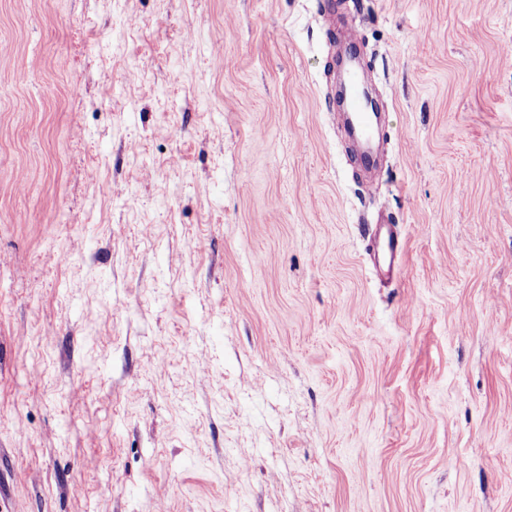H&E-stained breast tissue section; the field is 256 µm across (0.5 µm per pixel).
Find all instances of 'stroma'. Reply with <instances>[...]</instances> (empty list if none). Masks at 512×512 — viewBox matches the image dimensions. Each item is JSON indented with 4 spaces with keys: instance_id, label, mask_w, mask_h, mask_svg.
Returning a JSON list of instances; mask_svg holds the SVG:
<instances>
[{
    "instance_id": "35a3bbf8",
    "label": "stroma",
    "mask_w": 512,
    "mask_h": 512,
    "mask_svg": "<svg viewBox=\"0 0 512 512\" xmlns=\"http://www.w3.org/2000/svg\"><path fill=\"white\" fill-rule=\"evenodd\" d=\"M321 2L0 0V512H512V0ZM341 74L342 105L339 108L332 106V112H344L352 132L367 148L364 161L373 167L375 159L371 146L376 135L378 115L371 106L365 73L354 52L343 60ZM403 252V239L396 234L391 224L387 225L386 232H379L376 237V254L378 263L387 265L384 269L374 264L378 276L392 277L395 273V260Z\"/></svg>"
}]
</instances>
